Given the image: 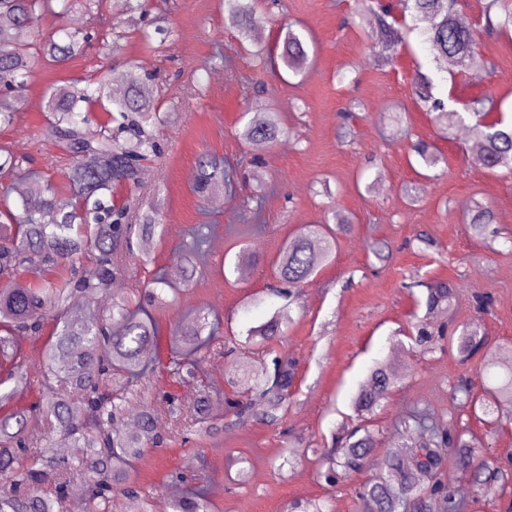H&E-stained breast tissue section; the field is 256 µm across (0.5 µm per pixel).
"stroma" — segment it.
I'll return each instance as SVG.
<instances>
[{
  "label": "stroma",
  "instance_id": "35a3bbf8",
  "mask_svg": "<svg viewBox=\"0 0 512 512\" xmlns=\"http://www.w3.org/2000/svg\"><path fill=\"white\" fill-rule=\"evenodd\" d=\"M355 5V0H268L254 16L257 36L271 49L259 61L225 24L221 0H150L151 16H165L170 31L160 53L145 51L132 37L142 17L101 0L97 13L80 14V27L109 26L124 33V40L116 46L92 41L65 69L36 70L16 124L0 131V142L43 169L45 156L57 151L43 135L47 85L85 79L127 59L155 73L153 91L164 102L158 132L163 154L145 162L136 184L122 187L118 196L159 194L165 235L141 246L149 263L131 259L116 287L143 288L155 272L169 274L194 225L217 227L206 243L205 275L188 284L172 277V285L188 290L163 320L166 330L198 306L213 311L228 332L241 334L265 322L281 304L267 287L271 262L286 241L303 225L322 221L330 204L355 224L351 235L340 238L334 260L301 288L293 306L286 349L297 374L281 424L270 426L257 416L236 421L227 416L223 401L227 381L240 366L261 373L271 369L270 358L238 354L207 361L203 378L212 389L211 416L224 429L146 449L138 481L150 506L170 503L184 491L173 474L186 455L197 452L208 468L215 512H285L294 499L323 501L329 512H364L355 489L366 473L330 487L317 476V460L319 451L330 447L335 427L352 421L351 398L370 367L379 361L393 373L388 400L375 416L386 448L401 443L391 426L396 414L415 403L443 412L459 376L477 385L484 376L483 359L463 364L445 349L413 348L405 330L425 313V282L454 284L456 298L445 316L451 326L480 322L493 351L502 342L512 343V180L472 160L467 128H457L447 139L437 137L411 85L420 69L432 75L435 96L489 95L512 115V33H484L487 68L475 77L449 79L435 72L428 46L414 32L393 64L380 65L371 49L378 29L360 26ZM291 22L309 29L316 42L310 65L299 76L288 72L274 51L282 27ZM257 100L281 112L288 127L287 136L269 147L245 145L237 135L242 112ZM420 139L435 142L448 173L423 180L422 167L410 154ZM207 150L237 165V190L224 193L220 209L192 191L199 157ZM406 183L425 184L421 201L402 195ZM261 185L267 188L262 228L229 238L226 225L252 223L253 208L246 200ZM474 199L495 210L494 244L469 232L466 208ZM420 231L436 249L420 248L415 239ZM376 240L393 247L390 261L378 262L368 253ZM244 245L254 256L247 274L225 272L227 252ZM409 282L415 283L414 291L406 290ZM483 293L492 298L485 313L474 303ZM461 419L494 456L512 465V424L492 433L473 410L463 411ZM291 438L301 440L304 450L293 463L280 464L277 456Z\"/></svg>",
  "mask_w": 512,
  "mask_h": 512
}]
</instances>
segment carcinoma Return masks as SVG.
Masks as SVG:
<instances>
[{"label": "carcinoma", "instance_id": "carcinoma-1", "mask_svg": "<svg viewBox=\"0 0 512 512\" xmlns=\"http://www.w3.org/2000/svg\"><path fill=\"white\" fill-rule=\"evenodd\" d=\"M100 0H0V88L14 95L0 99V129L13 126L19 114L20 92L33 72L45 64L64 66L81 55L91 36L65 24L76 9L87 14L98 10ZM257 0H224L225 21L254 53L263 56L266 45L252 24ZM457 0H399V17L383 0H361L358 15L364 24L380 27L374 46L377 57L391 62L402 45L406 28H421L433 55L435 69L452 75L484 68L480 37L457 17ZM488 29L512 30V0H483ZM53 17L60 26L44 42L23 41L19 34ZM146 51L158 50L168 40L162 25L153 31L139 30ZM309 33L293 26L285 28L280 59L293 74L304 72L309 63ZM155 76L136 61L120 69L104 70L85 80L81 87L67 82L47 86L44 111L45 135L71 158L64 173L67 192L43 180L39 208L12 191H0V512H60L63 495L76 480L87 483L85 512H112L113 503L129 501L140 512L149 495L139 485L135 463L148 448L160 447L187 431L207 436L224 429L209 413L210 394L198 390L195 399L182 401L159 390L139 409L135 427L126 421L130 396L146 386H155L159 361L155 357L161 319L174 305L171 287L155 274L146 290L113 287L115 278L127 268L133 248L164 232L159 199L136 207L117 198L116 191L136 182L141 162L161 156L154 128L160 123V96L150 91ZM415 96L434 113L442 135L465 126L486 169L512 171V121L489 118L497 109L490 96H479L449 108L432 94L433 79L416 72ZM264 117L244 122L238 130L246 144L272 145L286 133L282 114L263 107ZM411 151L426 168L445 162L434 144L418 140ZM23 159L0 143V174L41 177L38 170L22 168ZM194 192L204 199L221 189H230L234 170L224 157L206 153L199 159ZM470 233L483 238L495 213L491 205L474 203L468 210ZM206 225L196 226L186 246L185 265L195 273L205 264ZM352 229V219L329 209L324 221L306 225L276 255L273 266L280 287L273 292L286 303L258 326L246 330L245 341L219 335V324L208 309L172 327L167 336L170 382H197L203 363L213 356H230L252 346L272 356L273 369L252 374L244 369L229 377V412L242 421L252 409L261 411L269 425L280 420L295 381V361L276 345L292 323V289L313 280L336 253L338 235ZM39 277L27 280L24 274ZM427 316L414 324L416 340L424 344L435 337L432 322L449 308L455 288L449 282L427 285ZM103 294L108 307L90 316L72 308L78 297L93 299ZM18 336L43 339V368L31 370L15 345ZM448 348L456 349L462 361L484 355L486 341L480 323L462 327L448 335ZM392 383L383 364L373 367L354 397L359 424L347 429L343 443L325 452L319 477L333 484L340 475L363 471L367 458L376 451L368 422L382 407ZM35 390L38 401L27 407L12 403ZM481 408L498 422H512V370L493 386L479 392L462 378L449 395L448 414L440 415L414 405L399 413L395 428L404 446L387 448L375 463L376 473L360 487L358 496L367 512H432V499L443 498L444 512H469L484 487L505 482L508 476L485 444L465 428L454 425L456 414ZM169 416L167 434L154 426L156 415ZM46 423L56 438L40 451L31 450L27 429ZM83 448L73 459L61 458L52 448ZM453 465L471 489L467 497L444 482L447 465ZM417 471L425 482L413 481ZM182 471L194 475L195 486L173 503V512H212L205 491L207 475L200 457L188 455Z\"/></svg>", "mask_w": 512, "mask_h": 512}]
</instances>
